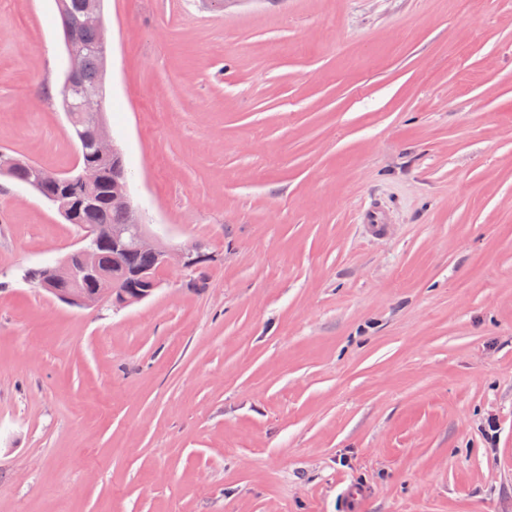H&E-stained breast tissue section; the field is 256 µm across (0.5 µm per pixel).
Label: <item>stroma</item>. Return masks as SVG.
Masks as SVG:
<instances>
[{
  "instance_id": "stroma-1",
  "label": "stroma",
  "mask_w": 512,
  "mask_h": 512,
  "mask_svg": "<svg viewBox=\"0 0 512 512\" xmlns=\"http://www.w3.org/2000/svg\"><path fill=\"white\" fill-rule=\"evenodd\" d=\"M103 14L133 202L207 260L66 305L23 270L84 228L0 176V512H512V0ZM66 63L0 0V151L76 170Z\"/></svg>"
}]
</instances>
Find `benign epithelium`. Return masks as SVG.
Masks as SVG:
<instances>
[{"label": "benign epithelium", "mask_w": 512, "mask_h": 512, "mask_svg": "<svg viewBox=\"0 0 512 512\" xmlns=\"http://www.w3.org/2000/svg\"><path fill=\"white\" fill-rule=\"evenodd\" d=\"M61 14L68 51V67L60 88V96L66 107L68 119L72 124L80 126V144L92 146L94 158L114 157L120 149L112 137L109 126L102 119L103 97L100 87L93 85L85 89L80 111L76 112L72 108L71 96L73 90L80 85L84 54L79 45L78 27L73 22L71 11L63 7ZM83 25L97 31L98 47L102 51L106 50L107 35L101 0H84ZM95 180L94 170L86 168L73 178V181L83 188L81 197L74 199L64 189L49 196V200L66 217L72 219L82 206L94 199ZM110 200L113 206L126 214L127 222L89 230L84 238V244L48 269L46 281L40 284L42 290L66 304L95 308L104 301H110L115 305L124 306L149 297L159 287V281L153 279L145 292L130 297L119 292V278L116 274L103 270L98 263V250L102 247L110 249L116 257L133 243L154 256L159 270H167L174 266L189 270L203 259L201 252L196 248L171 250L148 234L141 212L133 205L127 179H114Z\"/></svg>", "instance_id": "obj_1"}]
</instances>
